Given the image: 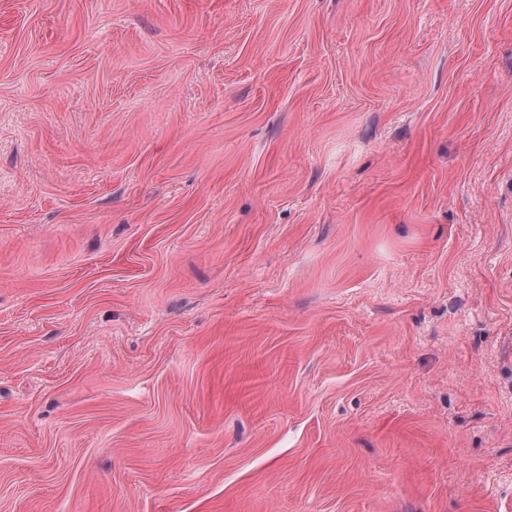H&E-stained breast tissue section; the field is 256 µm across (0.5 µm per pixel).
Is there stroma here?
Listing matches in <instances>:
<instances>
[{"mask_svg": "<svg viewBox=\"0 0 512 512\" xmlns=\"http://www.w3.org/2000/svg\"><path fill=\"white\" fill-rule=\"evenodd\" d=\"M0 512H512V0H0Z\"/></svg>", "mask_w": 512, "mask_h": 512, "instance_id": "obj_1", "label": "stroma"}]
</instances>
